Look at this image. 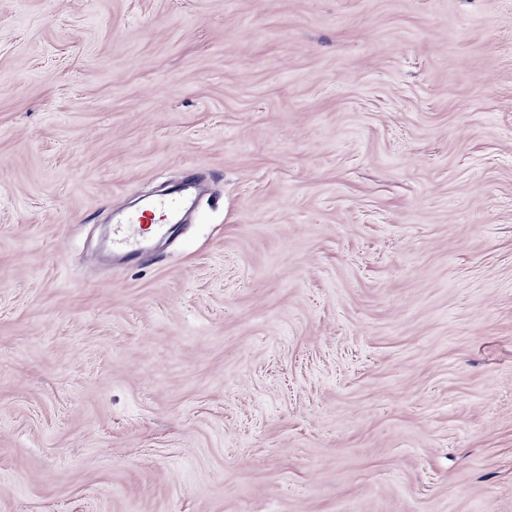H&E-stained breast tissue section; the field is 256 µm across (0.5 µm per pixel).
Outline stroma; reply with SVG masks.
I'll return each mask as SVG.
<instances>
[{
	"label": "stroma",
	"instance_id": "1",
	"mask_svg": "<svg viewBox=\"0 0 512 512\" xmlns=\"http://www.w3.org/2000/svg\"><path fill=\"white\" fill-rule=\"evenodd\" d=\"M0 512H512V0H0ZM185 200L183 197H173L160 200L154 209H158L160 216L154 222L155 234H163L165 231L164 224H170L171 219L183 208ZM153 215H154V211ZM139 215L137 213H130L126 216L123 224H120L116 229L112 241V249L119 251L135 250L138 249L143 241L142 224L152 223L153 215Z\"/></svg>",
	"mask_w": 512,
	"mask_h": 512
}]
</instances>
